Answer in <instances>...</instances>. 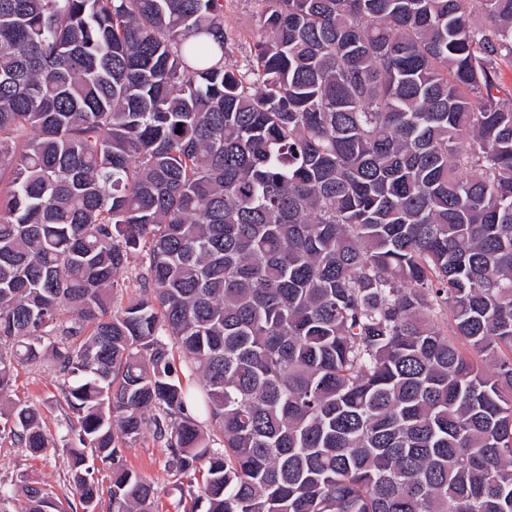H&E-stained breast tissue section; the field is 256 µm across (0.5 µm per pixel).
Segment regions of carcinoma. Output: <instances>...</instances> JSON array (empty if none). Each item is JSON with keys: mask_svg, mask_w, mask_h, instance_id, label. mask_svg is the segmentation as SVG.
Returning <instances> with one entry per match:
<instances>
[{"mask_svg": "<svg viewBox=\"0 0 512 512\" xmlns=\"http://www.w3.org/2000/svg\"><path fill=\"white\" fill-rule=\"evenodd\" d=\"M226 2L0 0V397L76 418L0 512H153L148 426L204 512H512V0H257L242 71ZM137 258H132L129 265L120 274V288H116L113 292L112 307L117 310L127 302L128 297L135 291L138 286L136 281L137 275ZM60 377L50 364L42 363L18 367L10 392L0 399L5 410L11 401L34 404L41 414L42 426L47 436L61 444L68 434L69 412L60 394Z\"/></svg>", "mask_w": 512, "mask_h": 512, "instance_id": "carcinoma-1", "label": "carcinoma"}]
</instances>
